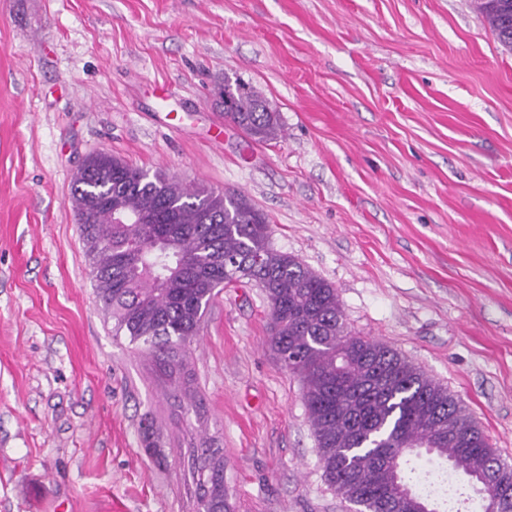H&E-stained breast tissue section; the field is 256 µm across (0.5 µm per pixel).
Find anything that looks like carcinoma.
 I'll list each match as a JSON object with an SVG mask.
<instances>
[{"instance_id":"obj_1","label":"carcinoma","mask_w":512,"mask_h":512,"mask_svg":"<svg viewBox=\"0 0 512 512\" xmlns=\"http://www.w3.org/2000/svg\"><path fill=\"white\" fill-rule=\"evenodd\" d=\"M478 9L512 47V12L491 0ZM224 77V117L267 142L278 113L252 86ZM72 196L95 272V292L115 336L160 361L175 383L203 318L224 288L247 281L269 306L270 346L300 377L324 478L356 512H437L409 463L420 446L468 477L479 512H512V465L501 460L448 388L397 350L346 328L336 288L270 243L268 220L245 195L191 187L108 153L79 168ZM115 201L116 221L99 200ZM197 512H234L224 461L196 450Z\"/></svg>"}]
</instances>
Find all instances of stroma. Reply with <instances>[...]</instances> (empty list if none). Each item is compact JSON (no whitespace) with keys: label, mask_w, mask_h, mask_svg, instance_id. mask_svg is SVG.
<instances>
[{"label":"stroma","mask_w":512,"mask_h":512,"mask_svg":"<svg viewBox=\"0 0 512 512\" xmlns=\"http://www.w3.org/2000/svg\"><path fill=\"white\" fill-rule=\"evenodd\" d=\"M228 76L280 138L225 119ZM96 152L244 193L512 462V49L473 0H0V512H195L203 440L236 512H347L259 288L207 312L197 416L113 336L71 194Z\"/></svg>","instance_id":"stroma-1"}]
</instances>
